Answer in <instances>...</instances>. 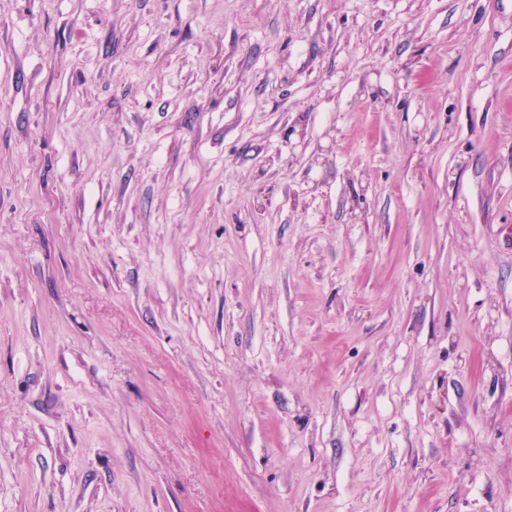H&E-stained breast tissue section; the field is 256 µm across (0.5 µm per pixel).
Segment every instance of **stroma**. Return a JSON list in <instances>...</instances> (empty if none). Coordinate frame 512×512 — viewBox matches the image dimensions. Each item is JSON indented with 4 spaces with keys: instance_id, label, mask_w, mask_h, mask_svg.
<instances>
[{
    "instance_id": "stroma-1",
    "label": "stroma",
    "mask_w": 512,
    "mask_h": 512,
    "mask_svg": "<svg viewBox=\"0 0 512 512\" xmlns=\"http://www.w3.org/2000/svg\"><path fill=\"white\" fill-rule=\"evenodd\" d=\"M0 512H512V0H0Z\"/></svg>"
}]
</instances>
